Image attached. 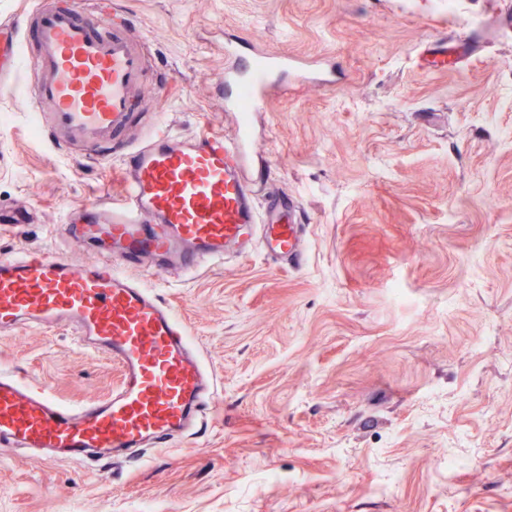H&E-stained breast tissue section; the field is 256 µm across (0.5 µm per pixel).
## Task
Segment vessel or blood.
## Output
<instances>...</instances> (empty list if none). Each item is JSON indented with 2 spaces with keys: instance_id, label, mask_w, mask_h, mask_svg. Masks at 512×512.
<instances>
[{
  "instance_id": "vessel-or-blood-1",
  "label": "vessel or blood",
  "mask_w": 512,
  "mask_h": 512,
  "mask_svg": "<svg viewBox=\"0 0 512 512\" xmlns=\"http://www.w3.org/2000/svg\"><path fill=\"white\" fill-rule=\"evenodd\" d=\"M148 70L144 39L118 0H55L0 24V93L21 89L49 114L33 120L59 147L85 158L121 155L124 193L74 219L73 241L97 260L74 264L42 250L0 258V334L63 329L86 350L118 364L106 397L70 405L0 371V447L44 461L129 458L194 430L214 401L213 376L184 325L150 289L122 273L155 261L159 274L188 273L254 247L302 266L305 212L279 198L258 204L252 118L272 96L330 83L320 64L254 40L224 43L225 108L238 133L179 135L151 128L133 136L134 93Z\"/></svg>"
}]
</instances>
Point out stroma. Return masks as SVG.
Listing matches in <instances>:
<instances>
[{
	"label": "stroma",
	"mask_w": 512,
	"mask_h": 512,
	"mask_svg": "<svg viewBox=\"0 0 512 512\" xmlns=\"http://www.w3.org/2000/svg\"><path fill=\"white\" fill-rule=\"evenodd\" d=\"M121 2L175 133L234 134L225 39L335 66L253 121L305 261L134 270L218 379L205 424L138 461L4 456L0 512H512V0ZM30 111L0 95V257L91 261L68 220L122 159H77ZM0 368L67 403L121 376L64 330L0 336Z\"/></svg>",
	"instance_id": "stroma-1"
}]
</instances>
